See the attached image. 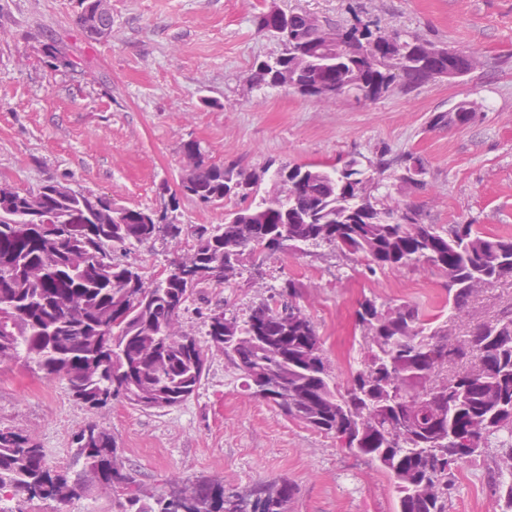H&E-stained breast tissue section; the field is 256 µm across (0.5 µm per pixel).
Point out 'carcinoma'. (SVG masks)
I'll return each mask as SVG.
<instances>
[{"label": "carcinoma", "mask_w": 512, "mask_h": 512, "mask_svg": "<svg viewBox=\"0 0 512 512\" xmlns=\"http://www.w3.org/2000/svg\"><path fill=\"white\" fill-rule=\"evenodd\" d=\"M96 0H79L76 22L90 39L112 31V13ZM296 24L280 28L263 14L259 31L281 45L279 55L255 64V88L293 89L318 102L317 82L336 85V96L359 90L374 99L393 86L405 91L446 69V57L425 55L433 42L395 25L353 15L332 27L342 51L315 56L311 45L326 26L302 13H282ZM474 115L460 100L432 126L463 128ZM194 163L190 181L169 192L173 219L181 200L221 203L224 186L250 185L218 225L179 222L160 227L144 212L124 211L123 223L100 215L119 204L106 195L69 186V176L47 178L38 190L16 188L0 198V362H13L48 379L63 377L78 401L103 408L121 399L133 407L180 406L198 391L208 354L181 330L187 302L211 286L228 284L249 259L260 270L278 253L310 255L328 245L353 256L372 275L419 267L443 278L449 315H426L410 303L364 298L356 311L364 357L341 382L321 338L301 304L302 285L286 280L248 308L246 317L213 313L205 321L210 347L240 372L250 393L283 416L336 439V445L390 472L396 512H449L450 476L477 455L491 459L495 493L512 509V307L480 322L465 336L448 332L479 290L512 282V236L475 224H426L412 205L392 206L386 180L406 184L426 174L412 154L376 152L369 166L353 155L342 164L281 165L246 171L209 161L200 145L184 144ZM271 175L283 195L258 196ZM192 234L188 254L170 265L167 278L146 277L121 260L115 247L176 246ZM224 267L217 282L197 276ZM87 501L92 490H126L122 512H291L297 487L286 478L245 490L213 478L173 479L154 495L118 457L112 434L93 426L75 435V466L54 470L38 443L23 431L0 426V494L56 501Z\"/></svg>", "instance_id": "cac0c4a2"}]
</instances>
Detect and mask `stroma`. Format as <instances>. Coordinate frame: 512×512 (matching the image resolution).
I'll use <instances>...</instances> for the list:
<instances>
[{"mask_svg": "<svg viewBox=\"0 0 512 512\" xmlns=\"http://www.w3.org/2000/svg\"><path fill=\"white\" fill-rule=\"evenodd\" d=\"M273 8L346 25L362 12L480 59L462 81L437 79L393 89L366 105L340 97L318 102L286 87L250 84L256 61L279 44L258 29ZM112 35L88 39L76 23L78 0H0V178L38 188L67 173L74 186L127 207H152L176 187L187 141L214 162L246 170L271 162L333 163L351 153H412L426 166L415 188L389 180L390 200L421 207L428 224L480 225L512 235V0H111ZM477 106L464 128L431 126L460 100ZM303 284V304L335 373L340 352L360 355L355 312L375 296L439 311L434 296L412 292L424 269L363 274L331 248L277 256L263 275L243 272L236 286L207 288L191 300L181 328L205 341L203 316L214 309L244 317L253 301L285 279ZM512 303V283L482 288L453 326L461 336ZM112 433L118 456L145 492L170 479H223L244 488L287 477L298 487L293 512H394L391 476L338 448L335 439L289 421L244 387L223 353L208 352L197 394L164 410L116 400L91 409L66 380L0 364V425L33 437L48 465L63 466L85 424ZM450 512H501L489 464L459 465Z\"/></svg>", "mask_w": 512, "mask_h": 512, "instance_id": "35a3bbf8", "label": "stroma"}]
</instances>
